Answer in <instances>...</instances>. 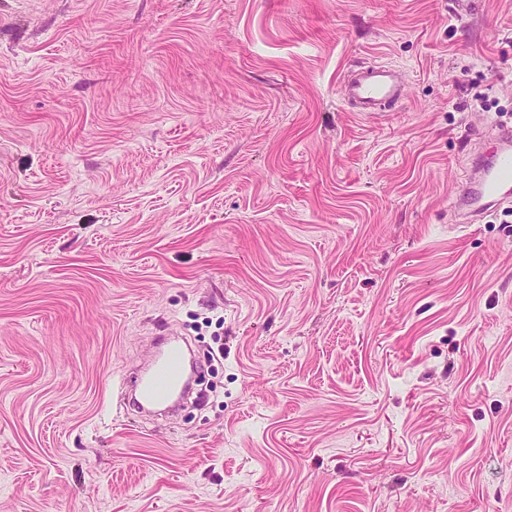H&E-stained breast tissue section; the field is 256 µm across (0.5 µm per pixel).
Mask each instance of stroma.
I'll return each instance as SVG.
<instances>
[{
  "label": "stroma",
  "mask_w": 512,
  "mask_h": 512,
  "mask_svg": "<svg viewBox=\"0 0 512 512\" xmlns=\"http://www.w3.org/2000/svg\"><path fill=\"white\" fill-rule=\"evenodd\" d=\"M459 2L0 0V512H512V212L451 207L512 0ZM193 331L218 398L125 405ZM405 99V84L392 66L365 67L350 72L345 79L343 100L354 112L375 115L385 104L403 103Z\"/></svg>",
  "instance_id": "35a3bbf8"
}]
</instances>
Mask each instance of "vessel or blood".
<instances>
[{
	"label": "vessel or blood",
	"mask_w": 512,
	"mask_h": 512,
	"mask_svg": "<svg viewBox=\"0 0 512 512\" xmlns=\"http://www.w3.org/2000/svg\"><path fill=\"white\" fill-rule=\"evenodd\" d=\"M406 99V87L391 66H369L350 72L345 79L343 100L353 111L367 116L384 105ZM512 197V130L499 134L494 161L475 168L453 200L454 209L476 222ZM186 351L177 340H166L147 376L140 381L139 408L161 405L183 384Z\"/></svg>",
	"instance_id": "1"
}]
</instances>
